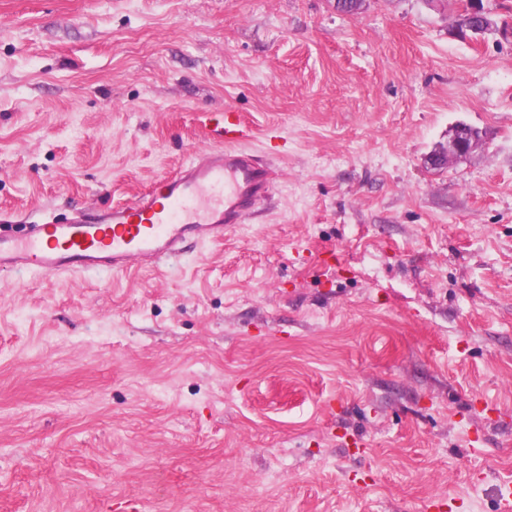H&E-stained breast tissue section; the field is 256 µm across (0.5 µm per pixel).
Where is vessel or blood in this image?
<instances>
[{"label":"vessel or blood","instance_id":"vessel-or-blood-1","mask_svg":"<svg viewBox=\"0 0 512 512\" xmlns=\"http://www.w3.org/2000/svg\"><path fill=\"white\" fill-rule=\"evenodd\" d=\"M217 143L179 171L159 178L129 202L62 221H33L25 234L0 212V269L37 270L58 277L120 272L133 261L156 264L181 257L187 243L220 241L273 190V174L240 148L245 128L232 111L211 114Z\"/></svg>","mask_w":512,"mask_h":512}]
</instances>
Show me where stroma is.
I'll use <instances>...</instances> for the list:
<instances>
[{
	"label": "stroma",
	"instance_id": "obj_1",
	"mask_svg": "<svg viewBox=\"0 0 512 512\" xmlns=\"http://www.w3.org/2000/svg\"><path fill=\"white\" fill-rule=\"evenodd\" d=\"M0 0V211L126 201L240 114L271 197L165 265L0 271V512H498L512 0ZM489 141L430 167L451 125ZM475 17L482 18L481 25L472 24ZM461 30L470 32L474 36H483L497 30L496 21L488 14V11L481 6L479 0H467L463 12L460 14Z\"/></svg>",
	"mask_w": 512,
	"mask_h": 512
}]
</instances>
